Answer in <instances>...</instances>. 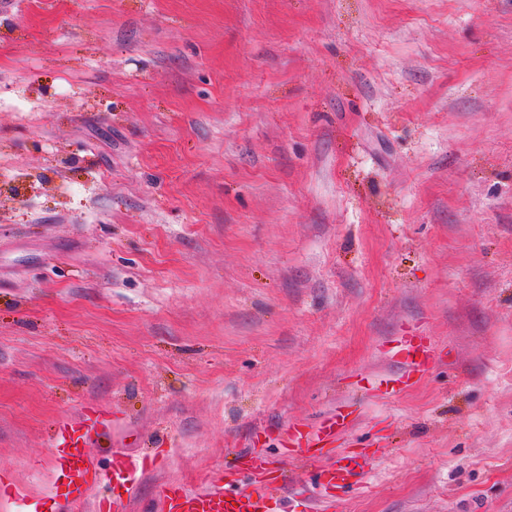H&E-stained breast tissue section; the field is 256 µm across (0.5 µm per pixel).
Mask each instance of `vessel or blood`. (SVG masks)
<instances>
[{
	"instance_id": "b4317fda",
	"label": "vessel or blood",
	"mask_w": 512,
	"mask_h": 512,
	"mask_svg": "<svg viewBox=\"0 0 512 512\" xmlns=\"http://www.w3.org/2000/svg\"><path fill=\"white\" fill-rule=\"evenodd\" d=\"M396 357L395 370L378 384L381 395L388 398L400 396L435 364L433 345L424 336L398 337ZM350 425L348 413L340 409L313 426L288 425L279 434L280 460L274 462L244 452L238 455L231 470L220 472L207 486L163 484L157 491V512H274L265 488L285 483L287 459L319 458ZM93 445L110 459V470H100L97 458L89 454L88 449ZM48 452L65 487L56 504L58 512H79L90 498L95 501L96 512H122L126 494L132 491L137 474L157 463L156 457L135 453L125 442L113 441L111 419L91 403L77 417L59 422ZM366 466L367 459L362 454L338 455L318 473L316 483L328 494L350 492L360 484Z\"/></svg>"
}]
</instances>
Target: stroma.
Instances as JSON below:
<instances>
[{"label": "stroma", "instance_id": "obj_1", "mask_svg": "<svg viewBox=\"0 0 512 512\" xmlns=\"http://www.w3.org/2000/svg\"><path fill=\"white\" fill-rule=\"evenodd\" d=\"M434 369L403 395L397 337ZM202 485L338 407L333 512H512V0H0V464L85 403ZM295 458L290 512H319ZM396 369L379 380L381 395L398 397L434 367L433 345L426 336H400L396 340ZM367 458L361 453H344L336 456L330 466L317 474L316 483L326 493V511L331 509L333 490L347 493L354 490L365 475Z\"/></svg>", "mask_w": 512, "mask_h": 512}]
</instances>
